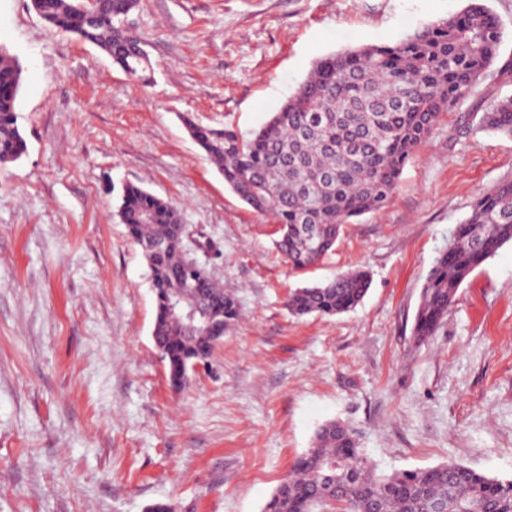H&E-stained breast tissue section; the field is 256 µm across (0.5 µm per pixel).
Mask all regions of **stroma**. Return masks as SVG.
Here are the masks:
<instances>
[{
    "label": "stroma",
    "mask_w": 512,
    "mask_h": 512,
    "mask_svg": "<svg viewBox=\"0 0 512 512\" xmlns=\"http://www.w3.org/2000/svg\"><path fill=\"white\" fill-rule=\"evenodd\" d=\"M466 0H139L151 66L0 0L22 69L27 152L0 167V512H263L339 420L379 472L448 460L512 481V243L459 288L436 336L410 342L424 279L475 200L512 180V137L484 113L512 96V0H488L499 57L440 116L378 210L292 269L277 225L225 184L183 124L259 129L313 63L392 45ZM181 209L190 257L241 302L208 365L173 389L151 330L146 262L116 212L126 183ZM367 270L352 311L296 317L290 290Z\"/></svg>",
    "instance_id": "35a3bbf8"
}]
</instances>
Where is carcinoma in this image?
I'll return each instance as SVG.
<instances>
[{
    "mask_svg": "<svg viewBox=\"0 0 512 512\" xmlns=\"http://www.w3.org/2000/svg\"><path fill=\"white\" fill-rule=\"evenodd\" d=\"M48 26L91 44L127 76L146 80L150 62L122 21L138 0H30ZM503 32L487 0H467L448 18L420 26L394 45L347 47L319 58L278 112L246 137L185 118L190 137L240 200L279 224L275 247L295 269L334 250L341 226L380 208L439 117L465 97L498 57ZM21 69L0 48V166L27 150L18 125ZM486 128L512 136V97L485 113ZM117 215L146 261L155 302L152 335L175 390L206 363L240 318L238 299L206 271L184 287L180 210L128 183ZM512 242V182L476 199L448 247L434 260L411 329L415 345L436 335L475 268ZM371 284L365 271L294 289L288 310L334 316L354 309ZM197 306L193 327L176 320L174 290ZM512 512V481L448 461L424 470L379 474L356 433L322 425L263 512Z\"/></svg>",
    "mask_w": 512,
    "mask_h": 512,
    "instance_id": "1",
    "label": "carcinoma"
}]
</instances>
